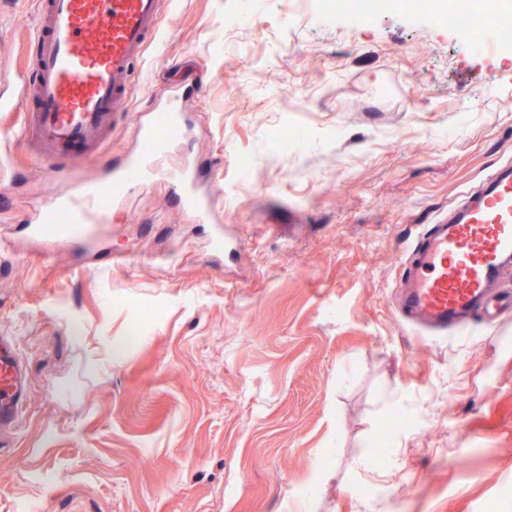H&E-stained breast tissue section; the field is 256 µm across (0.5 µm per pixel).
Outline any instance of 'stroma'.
I'll return each mask as SVG.
<instances>
[{"label":"stroma","mask_w":512,"mask_h":512,"mask_svg":"<svg viewBox=\"0 0 512 512\" xmlns=\"http://www.w3.org/2000/svg\"><path fill=\"white\" fill-rule=\"evenodd\" d=\"M174 2L85 169L187 88L167 162L196 157L215 223L158 181L95 238L32 239L56 185L26 103L0 112V336L28 377L0 512H512V315L443 338L394 308L417 232L512 161V47L401 7L361 26L306 0ZM37 8L0 0V97ZM102 242L111 264L81 261Z\"/></svg>","instance_id":"stroma-1"}]
</instances>
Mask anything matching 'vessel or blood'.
<instances>
[{"label": "vessel or blood", "instance_id": "b4317fda", "mask_svg": "<svg viewBox=\"0 0 512 512\" xmlns=\"http://www.w3.org/2000/svg\"><path fill=\"white\" fill-rule=\"evenodd\" d=\"M164 0H40L39 21L29 38L30 55L17 78L25 112L22 138L44 163L59 189L47 209L49 224L31 227L34 237L74 240L94 228L131 190L143 186L171 131L186 125L179 95L142 113L137 146L107 173L83 170L87 157L103 153L134 91V66L162 27ZM183 207L195 220L214 211L198 192L199 176L187 165L179 180ZM512 272V166L502 165L464 192L408 247L399 310L428 335L459 332L473 320L512 310V297L496 295ZM27 396L23 365L0 350V425L15 424Z\"/></svg>", "mask_w": 512, "mask_h": 512}]
</instances>
